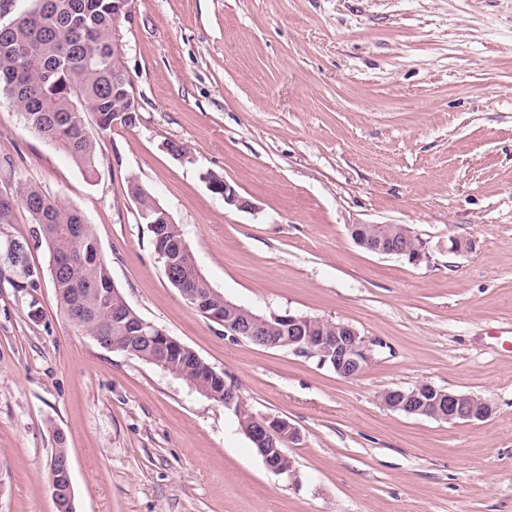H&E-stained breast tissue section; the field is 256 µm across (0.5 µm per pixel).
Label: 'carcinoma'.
<instances>
[{
  "label": "carcinoma",
  "instance_id": "cac0c4a2",
  "mask_svg": "<svg viewBox=\"0 0 512 512\" xmlns=\"http://www.w3.org/2000/svg\"><path fill=\"white\" fill-rule=\"evenodd\" d=\"M112 2L32 0L30 9L0 23V95L10 100L34 133L89 176L97 173V158L79 105L87 104L98 128L109 131L130 92L113 48V31L121 19L112 10ZM48 70L56 72L51 85L43 80ZM128 192L153 211L156 223L168 225L167 238L170 245L177 246L183 238L181 226L169 223V216L152 206L139 186H128ZM18 204L35 224L34 241L46 244L50 261L63 266L51 274L60 311L68 317L81 306L80 331L106 337L113 351L154 362L150 344L132 339L125 326L112 321V304L118 302V296L112 294L110 265L92 225L78 210L63 206L35 186L24 187L10 202L0 200V224L11 223ZM12 245L24 255L23 263L15 265L4 255L0 264L20 271L29 287H37L42 271L29 262V241L16 239ZM178 275L180 284L190 290L205 293L210 289L193 258H182ZM168 370L190 379L196 389L211 394V399L224 402V375L210 373L208 363L199 355L179 349L168 359Z\"/></svg>",
  "mask_w": 512,
  "mask_h": 512
}]
</instances>
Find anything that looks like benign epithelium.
<instances>
[{
  "instance_id": "benign-epithelium-1",
  "label": "benign epithelium",
  "mask_w": 512,
  "mask_h": 512,
  "mask_svg": "<svg viewBox=\"0 0 512 512\" xmlns=\"http://www.w3.org/2000/svg\"><path fill=\"white\" fill-rule=\"evenodd\" d=\"M203 179L210 189L218 181L224 184L221 198L225 205L240 210L251 207L250 202L221 175L208 171ZM352 237L360 247L370 252L403 256L415 264L426 255V242L405 226L401 227L399 235L392 236L378 233L374 224H355L352 226ZM181 293L192 308L211 321L223 323L224 332L233 336L245 337L254 344L267 347L290 346L295 352L317 357L323 366L327 364V356L333 355L334 371L345 379L360 377L373 360L369 343L349 323L330 322L328 326L332 335L314 336L312 332L316 319L313 317L290 311L263 316L221 296L217 297L218 306L213 307L209 300L195 292L183 289ZM134 329V337L150 342L159 354L156 363L166 367L164 357L173 343L166 330L149 321L137 324ZM383 400L388 409L407 415H428L450 424L484 420L492 414L487 402L472 395L439 389L428 382L409 389L389 390ZM250 437L259 446V453L270 470L276 473L290 471L291 460L285 449L271 448L269 444L277 439L283 443L296 440V428L283 419L257 416Z\"/></svg>"
}]
</instances>
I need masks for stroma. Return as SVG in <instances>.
<instances>
[{
  "label": "stroma",
  "instance_id": "stroma-1",
  "mask_svg": "<svg viewBox=\"0 0 512 512\" xmlns=\"http://www.w3.org/2000/svg\"><path fill=\"white\" fill-rule=\"evenodd\" d=\"M121 33L136 126L87 118L89 178L0 97V191L78 208L128 305L300 439L275 473L233 410L102 348L60 312L34 243L38 287L0 267V512H55L60 443L76 512H512V0H136ZM208 170L251 209L225 207ZM132 182L213 289L351 324L373 348L366 371L342 378L191 308ZM355 224L405 225L427 256L368 252ZM453 238L471 249L449 252ZM421 382L493 413L449 424L379 399ZM128 192H129L130 196L135 195L143 207H145L149 210H152L154 212L153 219L156 221V224H168L167 238L170 241V246L175 247L174 250L176 252L177 241H179V239L183 238V232H182V228H181L180 224H169V223H174L170 214L149 193H147L145 191L146 194L151 197L154 205L158 206L161 209H164L168 215L163 210H160V209L152 206L148 201V197L146 196V194L143 192V190L138 185L128 186ZM132 200L134 201L135 206L137 207L136 208L137 219H138L139 223H141V220L138 215V211L140 213H142L144 215V217H147V214L143 212L142 206L140 205L139 201H137L134 197H132ZM169 220H170V222H169Z\"/></svg>",
  "mask_w": 512,
  "mask_h": 512
}]
</instances>
